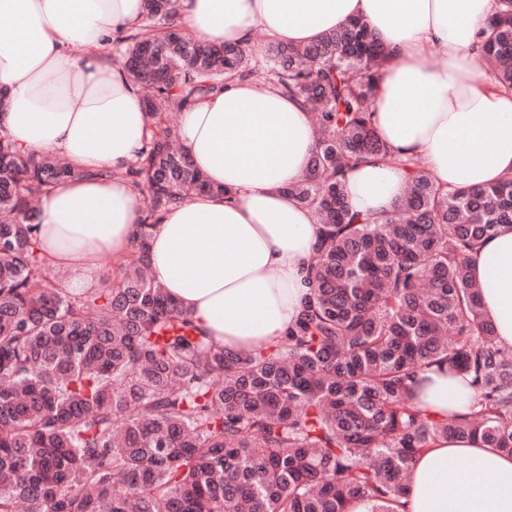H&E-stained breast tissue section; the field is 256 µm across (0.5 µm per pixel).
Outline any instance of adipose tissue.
<instances>
[{
	"label": "adipose tissue",
	"mask_w": 512,
	"mask_h": 512,
	"mask_svg": "<svg viewBox=\"0 0 512 512\" xmlns=\"http://www.w3.org/2000/svg\"><path fill=\"white\" fill-rule=\"evenodd\" d=\"M496 0H179L181 23L200 39L250 43L256 30L282 44L318 39L364 19L390 52L373 114L395 156L421 158L445 187L512 174V92L475 66L479 34ZM143 0H0V131L63 157L78 177L39 205L47 264L70 272L74 291L97 287L104 255L124 259L142 215L123 178L148 133L142 98L102 42L137 26ZM442 60H435L434 49ZM194 168L234 193L194 196L165 211L150 242L154 277L225 350L275 344L296 318L320 226L286 185L306 170L318 132L301 100L270 83L230 79L180 114ZM403 169L367 161L346 176L352 211L391 212ZM481 315L512 348V225L471 256ZM472 392L433 372L422 408L466 412ZM463 460L456 468L455 460ZM399 512H512V456L467 440H438L412 466Z\"/></svg>",
	"instance_id": "obj_1"
}]
</instances>
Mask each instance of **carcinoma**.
Listing matches in <instances>:
<instances>
[{
    "label": "carcinoma",
    "instance_id": "carcinoma-1",
    "mask_svg": "<svg viewBox=\"0 0 512 512\" xmlns=\"http://www.w3.org/2000/svg\"><path fill=\"white\" fill-rule=\"evenodd\" d=\"M499 5L477 62L512 91V0ZM177 19L178 0H144L115 39L149 136L120 173L145 208L111 285L75 293L48 274L35 202L78 172L0 134V512H398L414 458L440 438L512 456V351L469 271L512 224V176L446 189L394 157L372 123L388 52L362 21L256 47L203 42ZM235 77L300 99L319 132L286 187L321 224L308 292L285 339L247 353L203 336L148 274L165 210L233 198L191 167L172 112ZM368 159L407 174L393 214L349 208L345 175ZM432 368L475 390L468 413L418 406Z\"/></svg>",
    "mask_w": 512,
    "mask_h": 512
}]
</instances>
